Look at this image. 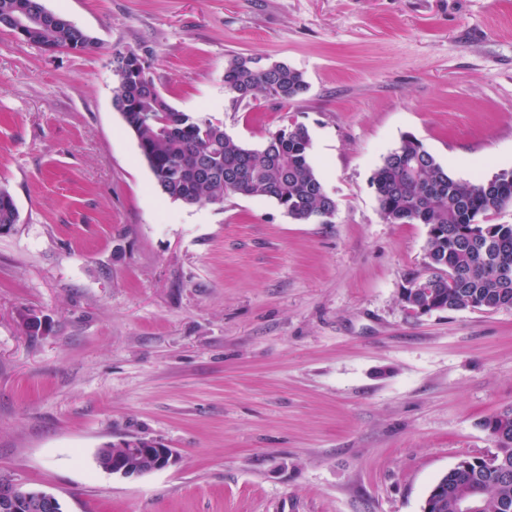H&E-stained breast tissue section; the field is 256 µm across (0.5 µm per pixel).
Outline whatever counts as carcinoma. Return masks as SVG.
I'll return each mask as SVG.
<instances>
[{"mask_svg":"<svg viewBox=\"0 0 512 512\" xmlns=\"http://www.w3.org/2000/svg\"><path fill=\"white\" fill-rule=\"evenodd\" d=\"M45 10L43 0H0V28ZM26 41L48 51L96 46L84 29L58 15L33 25ZM112 67L117 80L113 105L165 197L189 205L219 203L230 194L262 197L299 223L336 210L310 162L306 127L284 126L262 147L247 148L228 136L222 123L174 108L155 82L143 80L150 66L142 56L116 51ZM224 89L237 100L262 98L285 106L305 94L308 83L302 71L285 62L234 56L224 68ZM371 186L386 220L427 226V270L448 271L446 278L435 276L432 306L486 305L491 311L512 304V224L488 223V216L503 209L502 198H512V172L490 180H459L420 140L405 135L383 157ZM18 222L14 200L1 187L0 228ZM458 482L483 491L485 512H498L501 500L512 499V476L503 478L472 463L439 478L435 486L442 492L432 496L430 512H454L449 488Z\"/></svg>","mask_w":512,"mask_h":512,"instance_id":"cac0c4a2","label":"carcinoma"}]
</instances>
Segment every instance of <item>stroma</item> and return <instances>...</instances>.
Returning a JSON list of instances; mask_svg holds the SVG:
<instances>
[{"label":"stroma","instance_id":"stroma-1","mask_svg":"<svg viewBox=\"0 0 512 512\" xmlns=\"http://www.w3.org/2000/svg\"><path fill=\"white\" fill-rule=\"evenodd\" d=\"M43 2L98 47L0 29V187L20 215L0 233V472L63 512H423L462 457L493 453L512 310L410 315L427 228L386 221L370 178L407 134L458 179L512 171V0ZM118 50L247 147L306 126L332 223L163 196L113 106ZM236 55L309 89L236 102ZM130 437L178 464L97 467Z\"/></svg>","mask_w":512,"mask_h":512}]
</instances>
